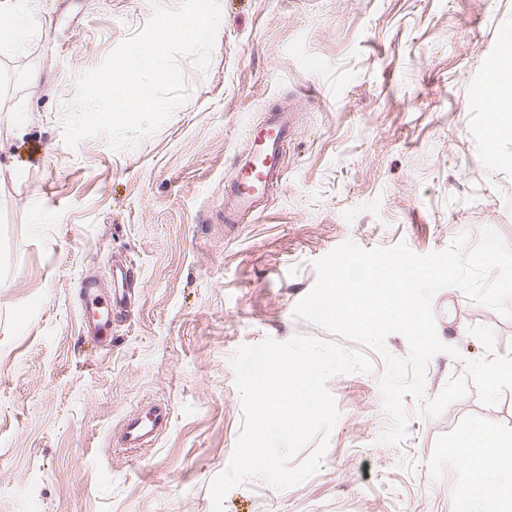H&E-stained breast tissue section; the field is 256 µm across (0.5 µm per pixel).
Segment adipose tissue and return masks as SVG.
<instances>
[{
  "label": "adipose tissue",
  "mask_w": 512,
  "mask_h": 512,
  "mask_svg": "<svg viewBox=\"0 0 512 512\" xmlns=\"http://www.w3.org/2000/svg\"><path fill=\"white\" fill-rule=\"evenodd\" d=\"M469 474L452 512H512V436L471 425L455 454Z\"/></svg>",
  "instance_id": "1"
}]
</instances>
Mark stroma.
<instances>
[{
	"instance_id": "stroma-1",
	"label": "stroma",
	"mask_w": 512,
	"mask_h": 512,
	"mask_svg": "<svg viewBox=\"0 0 512 512\" xmlns=\"http://www.w3.org/2000/svg\"><path fill=\"white\" fill-rule=\"evenodd\" d=\"M40 29L0 41V512H212L211 485L242 424L230 359L271 338L319 337L294 309L314 261L350 241L418 255L493 228L512 246V130L488 148L474 95L484 57L512 38V0H220L207 72L181 61L187 101L161 128L111 149L64 142L76 77L139 34L155 0H25ZM38 82H30V70ZM292 111L285 177L265 210L219 220L251 127ZM125 295L111 347L81 332L80 285ZM425 397L485 357L473 326L512 352V319L449 287ZM371 374L333 376L339 419L318 472L278 491L257 478L224 512H448L467 482L455 458L475 423L512 433V388L475 385L433 418L406 397L388 426ZM172 409L152 447L116 448L124 417Z\"/></svg>"
}]
</instances>
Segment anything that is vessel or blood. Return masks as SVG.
I'll return each mask as SVG.
<instances>
[{
  "label": "vessel or blood",
  "instance_id": "vessel-or-blood-1",
  "mask_svg": "<svg viewBox=\"0 0 512 512\" xmlns=\"http://www.w3.org/2000/svg\"><path fill=\"white\" fill-rule=\"evenodd\" d=\"M290 114L273 110L263 122L252 127L244 150L245 162L238 169L224 201V221L236 224L252 218L284 174L282 150L290 129ZM82 328L84 335L100 345L112 343V301L102 295L94 278H85L81 285ZM171 419L168 404H151L146 413L125 417L116 446L143 449L150 446Z\"/></svg>",
  "mask_w": 512,
  "mask_h": 512
}]
</instances>
